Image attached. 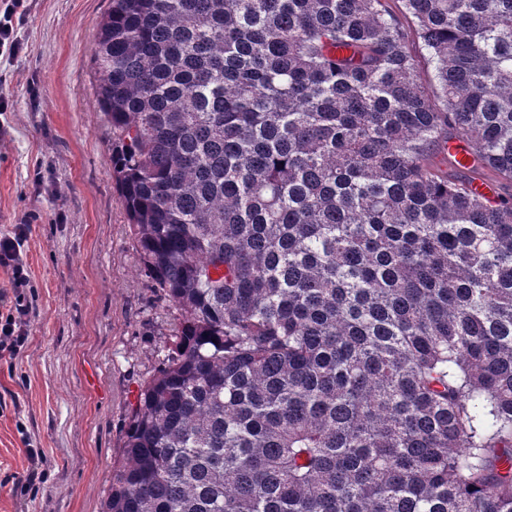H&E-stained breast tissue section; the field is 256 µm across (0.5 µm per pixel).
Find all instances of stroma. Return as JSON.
Wrapping results in <instances>:
<instances>
[{
  "label": "stroma",
  "instance_id": "1",
  "mask_svg": "<svg viewBox=\"0 0 512 512\" xmlns=\"http://www.w3.org/2000/svg\"><path fill=\"white\" fill-rule=\"evenodd\" d=\"M27 5L21 51L0 55V235L30 223L28 339L0 358V512H101L179 313L141 269L96 102L111 0Z\"/></svg>",
  "mask_w": 512,
  "mask_h": 512
}]
</instances>
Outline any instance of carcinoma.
<instances>
[{"label":"carcinoma","instance_id":"cac0c4a2","mask_svg":"<svg viewBox=\"0 0 512 512\" xmlns=\"http://www.w3.org/2000/svg\"><path fill=\"white\" fill-rule=\"evenodd\" d=\"M401 2L112 0L97 101L180 318L103 512H512V195L459 176L512 182V0Z\"/></svg>","mask_w":512,"mask_h":512}]
</instances>
